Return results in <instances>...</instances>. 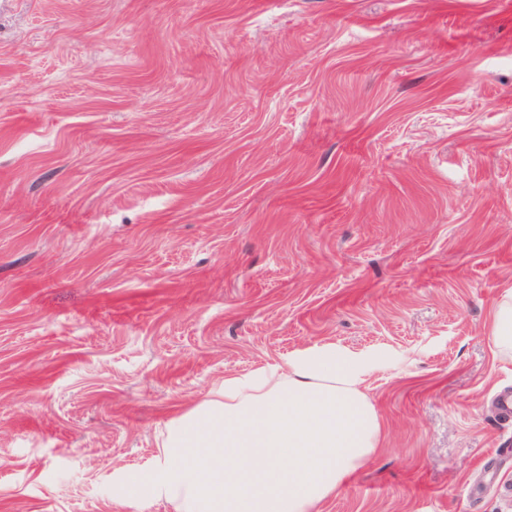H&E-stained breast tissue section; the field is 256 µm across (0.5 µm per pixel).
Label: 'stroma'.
Wrapping results in <instances>:
<instances>
[{
	"label": "stroma",
	"instance_id": "1",
	"mask_svg": "<svg viewBox=\"0 0 512 512\" xmlns=\"http://www.w3.org/2000/svg\"><path fill=\"white\" fill-rule=\"evenodd\" d=\"M512 0H0V512H173L228 376L362 367L322 512H512ZM492 339L501 350L512 352V303L506 302L497 310Z\"/></svg>",
	"mask_w": 512,
	"mask_h": 512
}]
</instances>
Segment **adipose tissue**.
I'll use <instances>...</instances> for the list:
<instances>
[{"instance_id": "ef3b65f1", "label": "adipose tissue", "mask_w": 512, "mask_h": 512, "mask_svg": "<svg viewBox=\"0 0 512 512\" xmlns=\"http://www.w3.org/2000/svg\"><path fill=\"white\" fill-rule=\"evenodd\" d=\"M355 361L328 350L225 378L173 419L160 478L129 500L175 512H319L379 446V417Z\"/></svg>"}]
</instances>
